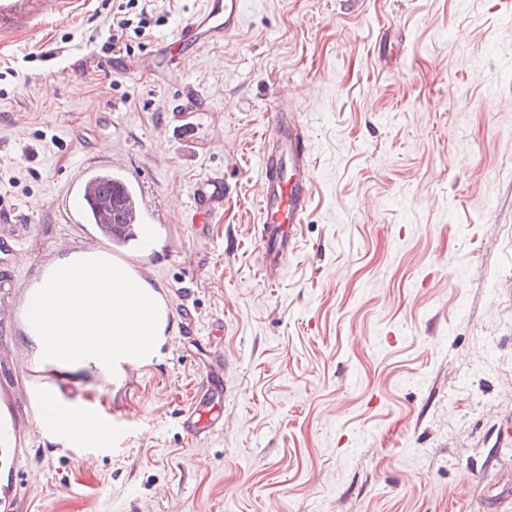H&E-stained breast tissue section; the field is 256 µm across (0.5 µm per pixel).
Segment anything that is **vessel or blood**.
Here are the masks:
<instances>
[{
  "mask_svg": "<svg viewBox=\"0 0 512 512\" xmlns=\"http://www.w3.org/2000/svg\"><path fill=\"white\" fill-rule=\"evenodd\" d=\"M69 0H0V37L29 33L63 15ZM244 0H202L195 14L176 29L170 44L172 58H179L203 44L229 40L243 22ZM267 146L262 178L257 194L260 218V244L264 252L263 270L268 284H275L292 250L295 225L305 223L313 201L314 169L309 158L307 137L288 107L277 106L267 114ZM112 170V156L98 155L93 164L74 171L56 198L68 223L79 225L81 234L60 242L54 257L37 263L24 284L15 286L5 306L0 307V328L9 333L29 330L27 311L40 283L46 282L61 260L80 253H91L120 266L132 279L154 280L153 267L142 259L129 256L118 245V234L111 221L105 220L96 207L102 176ZM229 186L211 178L195 189V222H204L219 205ZM12 367L22 368L25 397L32 411L46 420L49 434L63 436L64 447L71 454L88 451V440L70 421L56 419L55 413L68 397L64 392L63 374L51 363L34 364L23 347H12L8 354ZM14 387L0 380V470L8 479L0 484V512H15L21 490L17 459L26 442L20 417L12 405ZM81 419L108 428V440L120 441L127 432L124 415L95 398L81 404ZM224 421L223 402L192 396L181 411V428L192 439L201 438Z\"/></svg>",
  "mask_w": 512,
  "mask_h": 512,
  "instance_id": "b4317fda",
  "label": "vessel or blood"
}]
</instances>
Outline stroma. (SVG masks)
I'll return each mask as SVG.
<instances>
[{
	"label": "stroma",
	"mask_w": 512,
	"mask_h": 512,
	"mask_svg": "<svg viewBox=\"0 0 512 512\" xmlns=\"http://www.w3.org/2000/svg\"><path fill=\"white\" fill-rule=\"evenodd\" d=\"M200 4L156 0L142 76L92 51L112 0L0 38V204L21 216L0 289L26 275L7 245L34 264L74 233L54 199L106 145L195 319L107 391L123 443L84 460L28 421L41 493L17 512H512V22L498 0H246L232 40L159 63ZM282 94L316 191L272 286L256 192ZM216 177L230 193L192 223ZM217 375L224 424L191 440L180 410Z\"/></svg>",
	"instance_id": "obj_1"
}]
</instances>
